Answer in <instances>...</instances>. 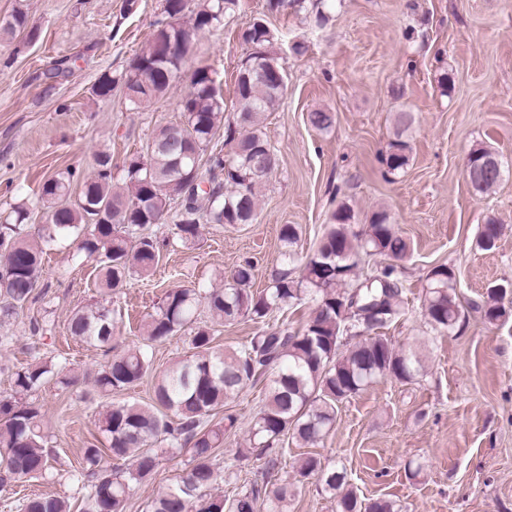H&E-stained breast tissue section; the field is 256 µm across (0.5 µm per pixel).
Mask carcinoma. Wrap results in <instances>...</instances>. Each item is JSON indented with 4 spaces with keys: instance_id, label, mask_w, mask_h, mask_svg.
<instances>
[{
    "instance_id": "carcinoma-1",
    "label": "carcinoma",
    "mask_w": 512,
    "mask_h": 512,
    "mask_svg": "<svg viewBox=\"0 0 512 512\" xmlns=\"http://www.w3.org/2000/svg\"><path fill=\"white\" fill-rule=\"evenodd\" d=\"M187 2L164 0L165 20L137 55V60L157 70L160 82L153 94L128 100L131 109L148 106L179 83L182 62L156 58L157 44L188 31L195 38L235 18L240 9V0H198L192 10ZM288 4L317 28L327 25L333 8V0H268L267 11L278 12ZM21 31L31 42L39 38L20 4L0 22V36ZM239 37L249 68L237 74L233 115H224L226 104L214 72L200 66L193 71L192 88L178 102L185 128L175 124L157 129L151 141L159 149L150 155L144 150L128 155L120 166V181H114L112 158L98 154L92 173L85 175L80 167L68 165L44 181L39 201L47 216L37 235L27 231L30 211L24 207L0 223V321L13 317L33 299L45 249L57 244L70 242L77 254L96 261V284L107 297L75 312L68 323L72 337L107 356L94 374H79L64 358L39 357L18 368L12 392L0 395L1 491L21 479L41 478L48 469L50 448L42 431L41 406L25 397L54 377L66 388L90 377L97 392L106 395L132 387L148 375L153 346L193 322L203 304L221 323L240 318L265 323L273 314L306 300L315 308L299 329L283 322L243 344L222 349L214 345L212 328L199 327L190 340L191 355L175 361L158 379L151 403L124 400L105 406L97 427L107 446L89 444L76 469L83 512H125L131 487L153 478L157 448L162 445L171 451L190 447L192 466L177 486L158 492L151 512H255L260 501L270 506V512H284L292 496L286 483L255 481L232 498L213 493L216 450L237 422L231 415L213 421L228 399L249 382L269 379L265 399L250 422L249 443L239 449L237 458L262 448L270 472L278 469L291 441L317 446L333 428L339 404L377 379L408 383L425 375L424 354L397 347L380 333L402 313L404 281L398 262L409 255L410 245L394 230L385 211L373 213L365 228L354 230V216L347 206L332 213L318 246L305 256L295 249L296 227L283 225L280 267L262 292L251 290L254 266L249 262L238 266L222 288L171 289L144 323V343L112 352L119 312L112 308L110 297L130 280L151 272L160 260V246L173 242L190 249L208 224H253L258 219L260 189L273 170H258L256 164L265 154L276 155L263 119L279 108L287 84L279 79L285 67L273 51L276 36L266 15L243 22ZM127 78L126 73H104L93 84V93L107 98L123 88ZM413 121L408 111L395 113V139L382 158L391 174L408 163L403 135ZM307 122L328 132L335 113L316 109L307 114ZM221 126L228 150L211 153L209 147ZM179 156L180 180L175 181L170 175ZM489 159L498 166L472 182L478 195L497 187L503 162L484 147L469 155V160L482 165ZM74 185L80 187L78 199L63 203ZM155 224L171 225V237L160 241L148 233ZM501 234L502 226L490 219L482 225L477 246L491 250ZM377 257L382 261H375ZM427 280L422 304L426 322L437 335H448L462 323L455 273L439 265L430 270ZM508 289L506 284L487 292L480 306L486 322L496 323L507 314ZM316 473L323 490L336 499V512H401L392 500L358 499L348 488L346 472L327 467L315 456L301 460L295 479L300 482ZM23 508L24 512H71V503L54 495H37L26 499Z\"/></svg>"
}]
</instances>
